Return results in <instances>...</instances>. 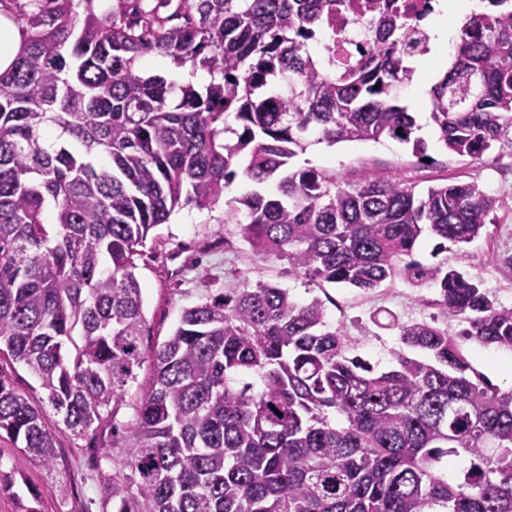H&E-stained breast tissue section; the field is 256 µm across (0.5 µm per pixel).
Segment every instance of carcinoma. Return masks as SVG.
Instances as JSON below:
<instances>
[{"instance_id":"cac0c4a2","label":"carcinoma","mask_w":512,"mask_h":512,"mask_svg":"<svg viewBox=\"0 0 512 512\" xmlns=\"http://www.w3.org/2000/svg\"><path fill=\"white\" fill-rule=\"evenodd\" d=\"M140 2L98 14L94 0H37L15 16L22 48L0 73V355L38 379L66 430L101 422L145 363L136 269L152 232L177 208L217 205L243 155L256 189L224 223L250 248L349 288L435 287L466 327L380 311L373 323L401 347L379 370L352 354L319 299L278 285L185 309L132 405L128 471L101 484L112 512H512V389L456 341L512 352V306L457 267L414 258L424 235L473 242L498 198L475 183L422 194L291 166L312 132L426 156L396 103L414 40L393 0H368L372 43L348 64L319 38L345 0ZM490 3L465 19L430 90L440 140L473 159L512 133V5ZM152 53L211 80L144 73ZM2 432L54 466L41 406L0 377ZM462 454L469 464L450 482L444 459Z\"/></svg>"}]
</instances>
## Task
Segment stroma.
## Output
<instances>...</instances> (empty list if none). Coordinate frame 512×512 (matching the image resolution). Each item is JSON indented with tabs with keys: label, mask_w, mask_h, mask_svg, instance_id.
Listing matches in <instances>:
<instances>
[{
	"label": "stroma",
	"mask_w": 512,
	"mask_h": 512,
	"mask_svg": "<svg viewBox=\"0 0 512 512\" xmlns=\"http://www.w3.org/2000/svg\"><path fill=\"white\" fill-rule=\"evenodd\" d=\"M427 157L417 158L408 146L393 140L344 142L334 146L316 144L299 157V164L335 171L345 182L367 178L399 179L417 190L444 183L477 182L496 195L500 204L490 215L482 235L458 258L456 246H449L438 259L461 264L491 295L512 305V142L502 141L485 153L482 160L444 149L437 136L426 135ZM251 187L244 175L225 190L224 199L210 209L186 207L176 211L169 223L156 228L157 246H146L138 260L137 275L144 299L145 325L141 336L144 354H152L179 323L184 309L228 288H251L259 282L290 290L301 302L318 297L324 302L333 325L356 344L358 354L378 367H386L389 352L398 347L395 331L377 327L373 314L381 309L394 312L402 321L437 320L450 332H458L457 321L448 319L436 305L433 290H417L396 279L379 288L363 291L323 283L295 273L287 262L251 250L235 225L225 223L224 211L230 201ZM434 239L423 240L416 257L433 263ZM462 348L472 364L496 387L512 388V353L484 348L465 340ZM150 378L142 367L127 386L125 403L115 420L103 421L82 435L58 434V456L52 468L34 464L22 449L0 438V473L15 480L13 493H0V512H22L16 496L26 495L28 486L41 492L38 512H103L98 474H111L113 464L124 463L126 449L113 446L112 428L125 424L131 405Z\"/></svg>",
	"instance_id": "obj_1"
}]
</instances>
